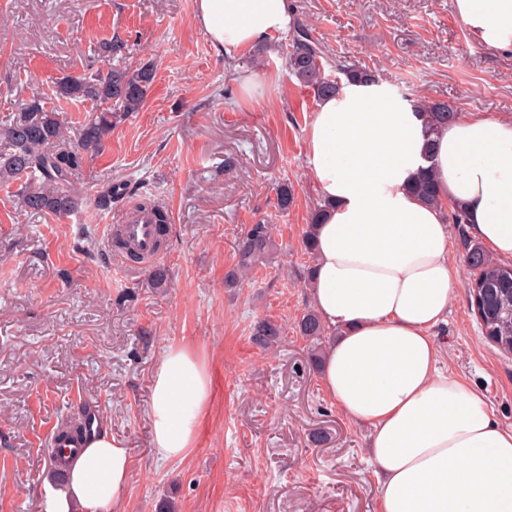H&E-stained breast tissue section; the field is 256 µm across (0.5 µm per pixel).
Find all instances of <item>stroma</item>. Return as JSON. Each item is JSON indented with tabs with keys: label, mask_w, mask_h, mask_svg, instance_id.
Returning a JSON list of instances; mask_svg holds the SVG:
<instances>
[{
	"label": "stroma",
	"mask_w": 512,
	"mask_h": 512,
	"mask_svg": "<svg viewBox=\"0 0 512 512\" xmlns=\"http://www.w3.org/2000/svg\"><path fill=\"white\" fill-rule=\"evenodd\" d=\"M333 56L374 71L405 99L494 119L512 113V51H492L455 0H288ZM195 0H0V115L56 77L122 60L152 63L141 111L117 125L78 175L85 196L121 181L129 201L169 211L159 260L167 287L125 270L105 248L110 216L91 202L58 218L0 190V512H41L50 465L42 448L61 419L95 408L133 461L122 512H379L369 431L327 395L297 323L310 309L302 245L318 191L306 137L318 101L279 46L226 60L195 24ZM293 200L281 209L278 184ZM273 224L279 257L224 284L245 229ZM448 322L435 332L445 368L512 428V354L482 335L468 301L461 225ZM286 337L266 352L256 320ZM190 348L210 376L193 448L155 461L147 416L161 352ZM323 429L331 440L311 441Z\"/></svg>",
	"instance_id": "35a3bbf8"
}]
</instances>
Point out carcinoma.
I'll return each mask as SVG.
<instances>
[{"instance_id": "carcinoma-1", "label": "carcinoma", "mask_w": 512, "mask_h": 512, "mask_svg": "<svg viewBox=\"0 0 512 512\" xmlns=\"http://www.w3.org/2000/svg\"><path fill=\"white\" fill-rule=\"evenodd\" d=\"M281 50L290 74L319 100L335 94L344 78H376L369 69L356 68L329 56L300 23ZM153 78V70L148 66L134 69L118 64L105 77L98 73L68 75L56 81L52 89L55 99L88 100L93 104L76 142L66 134L62 112L42 97L36 96L18 111L1 116L0 187L32 211L58 217L79 211L83 192L75 180L77 173L102 149L117 123L141 110ZM417 107L427 113L428 131L432 135L447 129L457 118V112L445 102H420ZM413 190L429 203L438 202L435 182L428 171L418 177ZM136 208L153 212L158 224H167V214L155 200L143 197ZM112 247L133 262L141 260V255L116 231L112 233ZM275 257L271 225H249L238 243L236 265L225 276L226 285L234 286L241 275L272 263ZM464 262L471 276L470 305L477 306L483 336L501 352L512 354V265L498 262L477 244L466 245ZM298 330L315 345L325 336V327L312 310L302 316ZM280 336L281 330L275 324L263 319L254 323L255 345L270 348Z\"/></svg>"}]
</instances>
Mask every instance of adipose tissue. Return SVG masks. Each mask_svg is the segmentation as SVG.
Instances as JSON below:
<instances>
[{"label":"adipose tissue","mask_w":512,"mask_h":512,"mask_svg":"<svg viewBox=\"0 0 512 512\" xmlns=\"http://www.w3.org/2000/svg\"><path fill=\"white\" fill-rule=\"evenodd\" d=\"M474 37L512 51V0H455ZM195 21L232 60L286 35L288 0H196ZM306 172L323 217L309 295L336 332L322 382L337 408L366 425L379 512H512V429L480 394L440 367L434 331L448 320L455 270L448 209L470 234L512 259V114L465 115L438 135L381 81H350L321 100L306 130ZM432 168L438 205L411 190ZM210 378L191 350L166 349L148 414L159 460L192 448ZM129 452L92 432L42 512H119Z\"/></svg>","instance_id":"ef3b65f1"}]
</instances>
